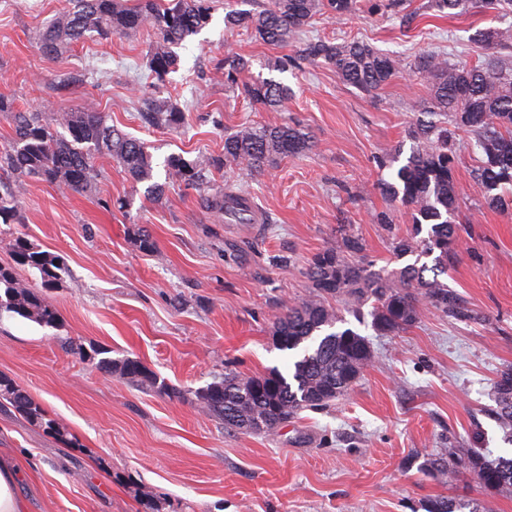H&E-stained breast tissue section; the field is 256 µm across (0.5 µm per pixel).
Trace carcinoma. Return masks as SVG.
<instances>
[{
    "mask_svg": "<svg viewBox=\"0 0 512 512\" xmlns=\"http://www.w3.org/2000/svg\"><path fill=\"white\" fill-rule=\"evenodd\" d=\"M430 7L443 15L512 11V0H430ZM358 9V0H269L257 12L231 10L224 25L241 27L267 44H299L300 58L321 60L331 66L343 82L363 93L383 89L400 73L401 59L358 40L333 42L304 40L311 19L320 13L342 17ZM206 0H138L129 7L123 0H68V6L38 36L47 57L86 35L108 39L142 29L156 34L149 44L148 67L159 81L177 65L174 48L198 32L209 20ZM471 40L488 49L512 48V28L478 29ZM249 66L246 58H224V85L240 91L254 104L274 111L291 93L288 86L270 79L239 83ZM418 73L430 90L429 119H419L408 130L410 153L398 168L402 148L387 152L379 160L377 188L390 200L405 207L411 227L406 234H392L394 258L414 261L389 271L372 261L356 260L364 249L362 240L345 232L341 244L316 253L307 268L313 296L289 306L272 322L271 335L281 350H302L288 374L274 370L267 375L240 377L224 374L196 392L200 408L224 424V428L250 433H269L304 409H322L350 391L372 363L369 340L350 327L342 312L327 304L343 298L348 313L364 321L363 307L372 303L368 315L381 334L405 330L435 309L457 318L469 317L458 294L441 277L448 274V261L457 253L460 226L454 223L459 209L456 135L470 134L481 152L477 178L486 204L492 208L512 206L507 187L512 186V68L499 55L491 54L479 66L452 62L440 53H428L418 61ZM0 114L12 123L14 136L0 149V222L15 224L21 190L26 180L36 179L72 192L85 193L99 176L95 161L111 157L136 182L152 177V154L146 143L108 124L101 112L73 108L50 120L42 112L16 106L0 96ZM142 122L150 127L177 128L183 112L166 98L144 103ZM311 147L309 135L297 125L274 123L245 125L224 136V154L192 161L172 154L165 160L166 183L148 187V196L160 199L169 184L199 187L208 182L212 170L238 167L249 175H262L278 160L301 154ZM208 210L224 220L249 224L247 198L235 193L201 198ZM17 262L39 272L44 285L59 277V257L41 251L23 236L9 240ZM6 311L54 328L56 308L40 293L19 281L14 272L0 266V312ZM100 369L140 387L167 389L139 360L101 358ZM495 407L489 416L512 444V369L501 372L493 388ZM11 406L33 425L54 432L68 441L67 432L46 418L42 407L26 390L0 375V406ZM427 474L453 478L462 469L476 473L489 490L512 489V457L487 460L478 454L462 457L455 448L424 462ZM425 512H488L479 500H428Z\"/></svg>",
    "mask_w": 512,
    "mask_h": 512,
    "instance_id": "cac0c4a2",
    "label": "carcinoma"
}]
</instances>
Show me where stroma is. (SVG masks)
I'll use <instances>...</instances> for the list:
<instances>
[{"instance_id": "obj_1", "label": "stroma", "mask_w": 512, "mask_h": 512, "mask_svg": "<svg viewBox=\"0 0 512 512\" xmlns=\"http://www.w3.org/2000/svg\"><path fill=\"white\" fill-rule=\"evenodd\" d=\"M267 2L209 0L208 23L178 48L177 69L159 82L147 69L150 32L88 37L49 58L37 35L66 0H0V95L50 118L74 107L104 113L148 144L155 182H163L169 155H221L225 134L243 125L296 123L313 142L264 175L216 170L201 188L172 185L157 201L109 158L97 159L90 193L27 181L18 223L0 226V265L44 293L59 325L1 312L0 374L72 443L0 407V457L12 456L23 473L26 512H425L436 497L477 498L490 512H512V492L485 489L472 471L450 481L420 471L424 458L446 448L512 455L486 414L494 381L512 367V210L485 204L474 176L480 152L467 135L457 138L464 230L447 283L473 319L430 310L383 336L350 320L370 340L372 364L346 395L272 435L225 430L197 405L196 392L224 374L287 371L294 354L276 346L271 323L311 296L306 269L340 243V226L361 238L365 259L395 268L390 238L406 232L409 216L377 189V159L411 145L407 130L429 99L415 65L439 48L451 61L481 64L471 34L512 27V13L442 17L429 0H407L403 20L368 8L341 20L316 15L309 38L364 40L402 59L399 77L366 95L325 63L297 58L294 46L225 28L228 9ZM229 55L249 60L243 80L290 88L279 112L225 89ZM287 56L293 65L276 70ZM154 97L183 109L181 127L144 126L140 111ZM223 191L248 195L263 223L228 224L201 206V196ZM382 211L393 230L374 223ZM139 228L153 251L137 245ZM13 235L60 257L56 281L43 285L36 270L16 264L7 245ZM93 350L139 359L168 393L104 372L87 359Z\"/></svg>"}]
</instances>
